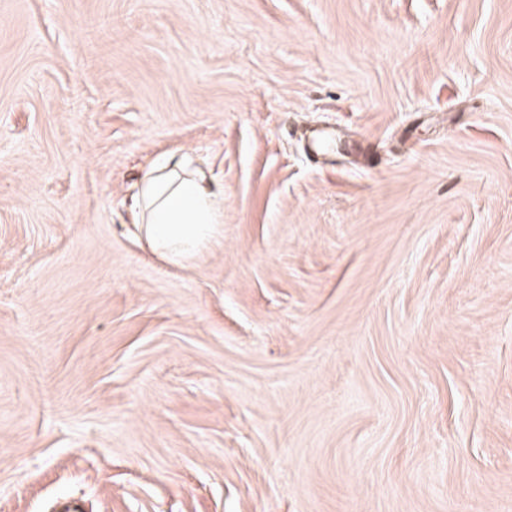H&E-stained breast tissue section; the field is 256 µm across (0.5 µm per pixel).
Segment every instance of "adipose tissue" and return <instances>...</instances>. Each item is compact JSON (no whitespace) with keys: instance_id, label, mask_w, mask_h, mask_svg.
I'll use <instances>...</instances> for the list:
<instances>
[{"instance_id":"1","label":"adipose tissue","mask_w":512,"mask_h":512,"mask_svg":"<svg viewBox=\"0 0 512 512\" xmlns=\"http://www.w3.org/2000/svg\"><path fill=\"white\" fill-rule=\"evenodd\" d=\"M135 206L153 252L174 264L207 246L224 222L223 192L182 159L167 158L147 170Z\"/></svg>"}]
</instances>
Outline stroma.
I'll return each mask as SVG.
<instances>
[{
    "label": "stroma",
    "mask_w": 512,
    "mask_h": 512,
    "mask_svg": "<svg viewBox=\"0 0 512 512\" xmlns=\"http://www.w3.org/2000/svg\"><path fill=\"white\" fill-rule=\"evenodd\" d=\"M69 497L512 512V0H0V512ZM134 204L151 249L174 264L207 246L224 222V191L212 190L183 158H166L147 170Z\"/></svg>",
    "instance_id": "1"
}]
</instances>
